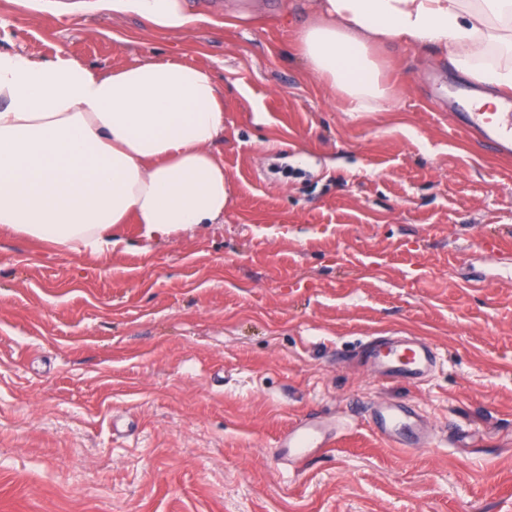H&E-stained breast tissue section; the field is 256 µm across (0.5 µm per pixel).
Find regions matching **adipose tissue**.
<instances>
[{"mask_svg": "<svg viewBox=\"0 0 512 512\" xmlns=\"http://www.w3.org/2000/svg\"><path fill=\"white\" fill-rule=\"evenodd\" d=\"M39 13L139 17L182 33L189 0H27ZM297 33L311 73L350 111L389 99L372 55L401 43L448 53L478 83L512 90V0H317ZM224 91L208 68L149 60L108 71L60 53L0 51V227L67 254L103 257L118 225L149 241L219 224L229 204Z\"/></svg>", "mask_w": 512, "mask_h": 512, "instance_id": "1", "label": "adipose tissue"}]
</instances>
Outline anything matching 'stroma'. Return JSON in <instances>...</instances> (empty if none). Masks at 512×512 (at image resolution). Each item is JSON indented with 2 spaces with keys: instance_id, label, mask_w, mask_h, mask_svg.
<instances>
[{
  "instance_id": "stroma-1",
  "label": "stroma",
  "mask_w": 512,
  "mask_h": 512,
  "mask_svg": "<svg viewBox=\"0 0 512 512\" xmlns=\"http://www.w3.org/2000/svg\"><path fill=\"white\" fill-rule=\"evenodd\" d=\"M303 2L201 0L177 34L0 0V49L210 69L230 182L223 223L125 224L105 258L0 228V512H512V159L456 130L436 50H376L393 100L348 111L297 54ZM393 331L437 348L424 382L357 363ZM383 402L430 445L381 438ZM312 410L334 448L282 463Z\"/></svg>"
}]
</instances>
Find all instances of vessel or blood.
I'll return each mask as SVG.
<instances>
[{
  "label": "vessel or blood",
  "mask_w": 512,
  "mask_h": 512,
  "mask_svg": "<svg viewBox=\"0 0 512 512\" xmlns=\"http://www.w3.org/2000/svg\"><path fill=\"white\" fill-rule=\"evenodd\" d=\"M456 126L496 154L512 155V97L503 98L500 112L491 117L483 112L457 113ZM366 357L374 375L409 383L424 381L438 361L437 352L415 336H404L397 341L376 338L367 347ZM370 418L377 432L395 447L416 448L423 443L417 416L408 405L375 404ZM331 428L329 421L309 417L277 440L279 457L301 460L314 449L329 447Z\"/></svg>",
  "instance_id": "1"
}]
</instances>
